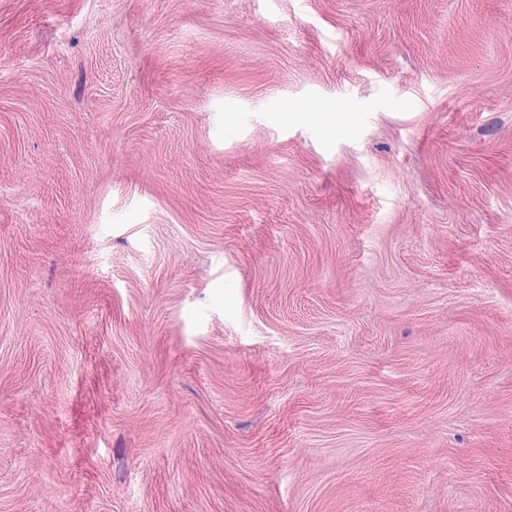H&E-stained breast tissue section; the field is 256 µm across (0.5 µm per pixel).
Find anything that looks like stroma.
<instances>
[{
    "label": "stroma",
    "mask_w": 512,
    "mask_h": 512,
    "mask_svg": "<svg viewBox=\"0 0 512 512\" xmlns=\"http://www.w3.org/2000/svg\"><path fill=\"white\" fill-rule=\"evenodd\" d=\"M0 512H512V0H0Z\"/></svg>",
    "instance_id": "stroma-1"
}]
</instances>
